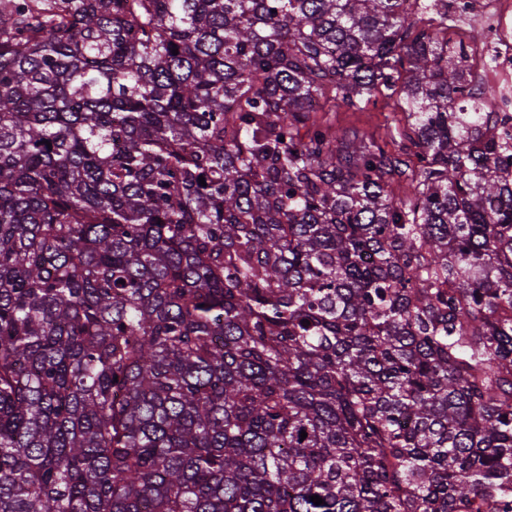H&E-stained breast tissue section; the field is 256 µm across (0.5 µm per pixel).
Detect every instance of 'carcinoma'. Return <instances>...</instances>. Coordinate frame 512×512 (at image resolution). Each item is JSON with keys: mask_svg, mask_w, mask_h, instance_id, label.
I'll return each instance as SVG.
<instances>
[{"mask_svg": "<svg viewBox=\"0 0 512 512\" xmlns=\"http://www.w3.org/2000/svg\"><path fill=\"white\" fill-rule=\"evenodd\" d=\"M2 15L0 512H512V116L448 0ZM379 97L391 148L311 120Z\"/></svg>", "mask_w": 512, "mask_h": 512, "instance_id": "cac0c4a2", "label": "carcinoma"}]
</instances>
